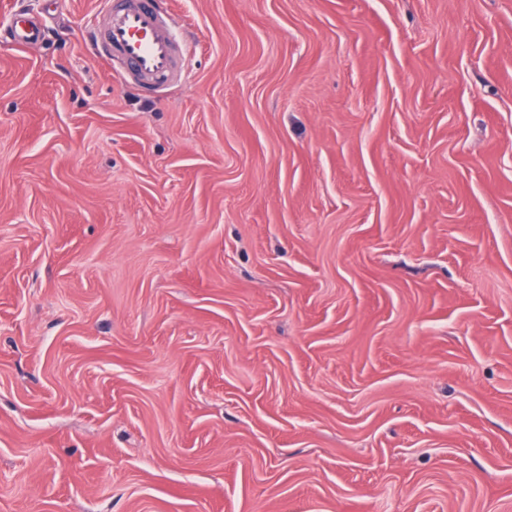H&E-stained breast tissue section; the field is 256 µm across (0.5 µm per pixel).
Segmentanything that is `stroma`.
Instances as JSON below:
<instances>
[{"instance_id": "1", "label": "stroma", "mask_w": 512, "mask_h": 512, "mask_svg": "<svg viewBox=\"0 0 512 512\" xmlns=\"http://www.w3.org/2000/svg\"><path fill=\"white\" fill-rule=\"evenodd\" d=\"M162 7L0 0V512H512V0ZM155 0H109V23L100 36L124 77L153 88L181 75L180 48L171 15ZM42 36V27L30 18L19 14L16 24L12 26V41L22 47L35 44Z\"/></svg>"}]
</instances>
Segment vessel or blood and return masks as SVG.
I'll return each mask as SVG.
<instances>
[{
    "label": "vessel or blood",
    "instance_id": "vessel-or-blood-1",
    "mask_svg": "<svg viewBox=\"0 0 512 512\" xmlns=\"http://www.w3.org/2000/svg\"><path fill=\"white\" fill-rule=\"evenodd\" d=\"M41 36V26L23 15L12 28L13 42L22 47L35 44ZM101 40L124 77L143 86H161L181 75L171 16L154 0H111L109 23Z\"/></svg>",
    "mask_w": 512,
    "mask_h": 512
}]
</instances>
